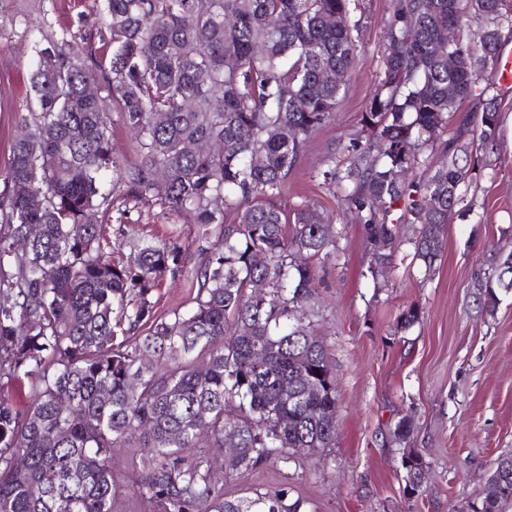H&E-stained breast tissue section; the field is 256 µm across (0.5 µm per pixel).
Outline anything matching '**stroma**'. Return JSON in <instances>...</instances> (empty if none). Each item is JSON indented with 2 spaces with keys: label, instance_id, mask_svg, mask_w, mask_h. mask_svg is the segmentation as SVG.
<instances>
[{
  "label": "stroma",
  "instance_id": "obj_1",
  "mask_svg": "<svg viewBox=\"0 0 512 512\" xmlns=\"http://www.w3.org/2000/svg\"><path fill=\"white\" fill-rule=\"evenodd\" d=\"M392 0H358L359 62L332 121L313 135L288 176L282 203L309 205L332 223L336 254L317 260L318 284L311 327L327 345L336 379V444L269 459L249 473L213 460L231 498L282 485L301 497L306 512H454L479 498L497 459L512 454V292L500 293L494 312L480 311L476 278L491 277L512 253V90L500 89L503 113L492 168H480L463 209L445 226V251L433 269L414 263L413 227L397 240L391 263L372 269L365 231L327 185L320 171L335 146L361 129L365 104L385 53ZM48 20L45 36L71 27H100L99 0H0V172L21 128L28 73L35 61L32 30ZM121 218L106 228L112 263L131 259L129 242L145 238L176 245L186 268L200 265L210 241L195 225L156 200L115 204ZM416 307L419 320L400 328ZM409 419L413 432L397 441L394 428ZM425 463L417 495L405 489L403 453Z\"/></svg>",
  "mask_w": 512,
  "mask_h": 512
}]
</instances>
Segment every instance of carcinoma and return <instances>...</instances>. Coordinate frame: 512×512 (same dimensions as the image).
I'll return each mask as SVG.
<instances>
[{
  "instance_id": "carcinoma-1",
  "label": "carcinoma",
  "mask_w": 512,
  "mask_h": 512,
  "mask_svg": "<svg viewBox=\"0 0 512 512\" xmlns=\"http://www.w3.org/2000/svg\"><path fill=\"white\" fill-rule=\"evenodd\" d=\"M354 5L104 0L101 27L70 37L112 48L108 68L72 56L65 37L37 48L18 117L25 134L0 175V512H114L117 447L139 454L136 494L153 512H301L286 488L226 497L212 459L229 434L238 448L231 467L243 473L336 439L328 350L295 319L315 294L310 260L336 253V231L304 204L284 210L281 195L358 63ZM332 15L346 21L330 25ZM472 19L478 42L459 35L448 46V26L460 31ZM505 31L506 0H394L390 51L361 130L344 146L348 164L336 166L332 153L322 171L363 225L375 265L392 260L408 224L413 259L429 270L442 256V227L479 164L473 149L498 140L502 100L487 91ZM89 83L112 93L140 162L113 154ZM465 102L470 112L440 139ZM197 140L218 147L185 149ZM436 146L448 163L417 177L420 157ZM37 191L43 203L34 205ZM152 197L190 216L205 238L219 226L190 308L163 316L152 292L182 274L178 248L141 241L119 266L106 236L115 201ZM30 225L39 228L32 237ZM474 288L479 309L491 311L512 279H478ZM17 385L28 389L25 409L9 399ZM202 435L207 450L188 454ZM502 478L496 495L458 512H503L512 463Z\"/></svg>"
}]
</instances>
